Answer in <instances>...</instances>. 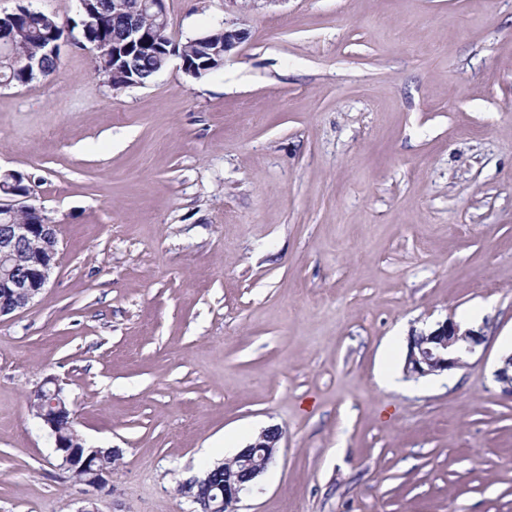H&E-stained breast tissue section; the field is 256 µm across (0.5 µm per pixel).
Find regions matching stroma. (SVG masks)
Returning <instances> with one entry per match:
<instances>
[{
    "label": "stroma",
    "mask_w": 512,
    "mask_h": 512,
    "mask_svg": "<svg viewBox=\"0 0 512 512\" xmlns=\"http://www.w3.org/2000/svg\"><path fill=\"white\" fill-rule=\"evenodd\" d=\"M178 43L110 88L73 33L0 85V169L35 186L59 266L0 319V512H190L179 481L265 428L240 512H512V0H165ZM486 325L467 367L403 374L412 330ZM61 380L119 458L59 469L30 393ZM197 38L189 39L185 43L182 44L184 46V57L185 59L191 64L196 65L204 60H206L208 57H213L212 51L221 47V50L223 48V41L217 37L213 42L208 44H201L200 40Z\"/></svg>",
    "instance_id": "obj_1"
}]
</instances>
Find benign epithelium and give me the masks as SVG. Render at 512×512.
I'll return each mask as SVG.
<instances>
[{
  "instance_id": "7a95c632",
  "label": "benign epithelium",
  "mask_w": 512,
  "mask_h": 512,
  "mask_svg": "<svg viewBox=\"0 0 512 512\" xmlns=\"http://www.w3.org/2000/svg\"><path fill=\"white\" fill-rule=\"evenodd\" d=\"M149 9L160 23L168 22L163 0H141L134 5L130 0H115L112 20H122L125 41L120 46L99 44L101 55L112 56V77L129 73L146 48L141 16ZM78 13L83 39H93L97 13L90 9L88 0H78ZM222 33L226 55L248 38L245 29L224 27ZM3 42L13 54L28 57L24 33L11 34ZM6 176L13 177L15 183L20 180L14 171H6L0 178V318L30 308L47 287L58 266L59 255L56 225L42 209L31 204L33 186L6 187L3 185ZM24 212L34 218L25 224L11 221ZM484 339V328L465 327L451 316L432 330L415 329L408 336L403 373L412 379L448 375L466 367ZM494 380L501 394L512 399V354L501 358ZM28 404L32 415L47 431L60 467L82 474L81 482L92 488L102 487L112 471L95 466V460L109 449L88 445L76 430L75 415L59 382L45 379L31 392ZM281 439L282 431L278 427L262 430L214 471L183 481L184 494L199 503L201 512H239L242 498L257 487L259 478L274 462Z\"/></svg>"
}]
</instances>
